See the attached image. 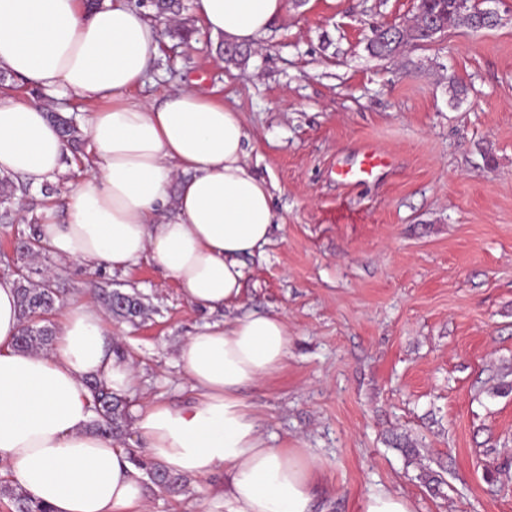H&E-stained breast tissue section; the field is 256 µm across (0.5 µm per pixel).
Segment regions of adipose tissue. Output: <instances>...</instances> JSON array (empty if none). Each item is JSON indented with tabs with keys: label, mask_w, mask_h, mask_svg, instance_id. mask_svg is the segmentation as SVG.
Listing matches in <instances>:
<instances>
[{
	"label": "adipose tissue",
	"mask_w": 512,
	"mask_h": 512,
	"mask_svg": "<svg viewBox=\"0 0 512 512\" xmlns=\"http://www.w3.org/2000/svg\"><path fill=\"white\" fill-rule=\"evenodd\" d=\"M285 0H193L204 28L254 46ZM160 23L128 0H0V69L61 88L98 108L87 120L89 175L49 209L37 233L64 261L126 270L149 256L193 307L238 303L245 260L270 242L272 194L249 163L240 113L184 86L136 97L161 53ZM68 145L41 105L0 97V175L35 184L64 169ZM15 280L0 278V474L52 512H146L128 451L92 433L102 378L133 397L137 374L112 353V322L84 299L65 303L51 350L17 348ZM285 315L250 312L204 325L179 346L195 399L136 408L133 432L151 461L205 479L220 472L205 512H315L320 466L306 448H276L245 397L284 367Z\"/></svg>",
	"instance_id": "adipose-tissue-1"
}]
</instances>
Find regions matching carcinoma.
<instances>
[{"label":"carcinoma","mask_w":512,"mask_h":512,"mask_svg":"<svg viewBox=\"0 0 512 512\" xmlns=\"http://www.w3.org/2000/svg\"><path fill=\"white\" fill-rule=\"evenodd\" d=\"M149 6L156 16L164 17L179 12L182 4L181 0H149ZM420 11L422 17L411 26L394 25L375 30L369 43V51L376 56H390L405 42L431 41L435 27L450 29L463 24L471 29L481 30L497 23L495 18H480L463 9L460 0H421ZM47 115L58 126L68 145L77 147L81 141V133L73 119L54 111L47 112ZM18 190L20 187L12 178H0V207L3 208L0 218L8 219L9 204ZM17 292L22 325L16 346L23 351L39 350L53 340V328L44 324V321L61 302L59 291L44 285L42 280L35 283L26 277L18 280ZM102 296L108 311L116 318L131 321L144 314L145 306L135 293L121 295L117 290H105ZM85 384L93 395L95 417L91 420L92 430L111 438L121 435L128 420L127 401L113 395L105 382L97 377L86 380ZM0 495L9 498L14 512H50L45 506L31 501L8 485L0 487Z\"/></svg>","instance_id":"carcinoma-1"}]
</instances>
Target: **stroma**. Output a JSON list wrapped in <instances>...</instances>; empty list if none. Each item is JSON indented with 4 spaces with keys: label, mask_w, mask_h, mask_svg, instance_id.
Returning a JSON list of instances; mask_svg holds the SVG:
<instances>
[{
    "label": "stroma",
    "mask_w": 512,
    "mask_h": 512,
    "mask_svg": "<svg viewBox=\"0 0 512 512\" xmlns=\"http://www.w3.org/2000/svg\"><path fill=\"white\" fill-rule=\"evenodd\" d=\"M286 3L236 58L185 9L164 24L162 55L137 92L159 100L191 83L242 115L276 224L246 261L239 306L193 308L149 259L113 271L17 253L53 204L38 185L0 224V274H53L67 300L137 292L145 316L112 323L114 346L139 371L134 406L191 398L175 359L205 324L281 312L288 360L246 397L273 445L319 460V512H358L382 489L414 512H512V0L495 28L461 25L391 57L367 42L377 27L410 23L417 0ZM453 82L466 97L452 99ZM10 93L80 125L96 109L18 78ZM370 149L386 164L343 182L340 170ZM221 480L146 483L147 512H203Z\"/></svg>",
    "instance_id": "stroma-1"
}]
</instances>
